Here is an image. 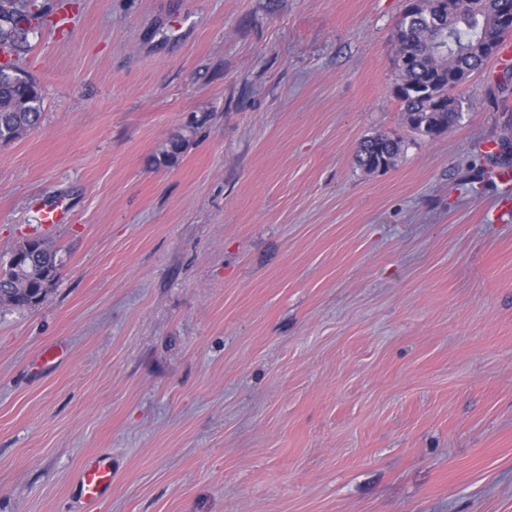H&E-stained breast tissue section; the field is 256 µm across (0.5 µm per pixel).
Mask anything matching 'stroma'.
Returning a JSON list of instances; mask_svg holds the SVG:
<instances>
[{"instance_id": "35a3bbf8", "label": "stroma", "mask_w": 512, "mask_h": 512, "mask_svg": "<svg viewBox=\"0 0 512 512\" xmlns=\"http://www.w3.org/2000/svg\"><path fill=\"white\" fill-rule=\"evenodd\" d=\"M78 3L30 35L42 120L0 144V263L33 235L60 263L0 312V512H84L96 455L97 512H512L497 58L431 138L395 96L405 0ZM377 132L407 151L368 174ZM404 140L386 132L365 138L355 155L357 167L365 172L386 171L395 167L403 154ZM186 138L181 134L172 136L168 143L152 156V163L156 167L169 166L176 162ZM86 505L93 507L101 495L112 487V466L101 457L88 460L80 473Z\"/></svg>"}]
</instances>
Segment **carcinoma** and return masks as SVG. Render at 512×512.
<instances>
[{"mask_svg": "<svg viewBox=\"0 0 512 512\" xmlns=\"http://www.w3.org/2000/svg\"><path fill=\"white\" fill-rule=\"evenodd\" d=\"M500 0H477L444 17L437 0H417L410 12H402L394 31V58L410 67L396 68V97L406 125L429 135L459 123L465 99L448 94V76L480 71L498 50L506 35L499 25ZM71 10L69 0L44 8L34 0H0V143L22 138L36 128L42 117L44 97L39 85L20 67L28 51L29 34L49 24L55 9ZM186 138L172 136L152 156L156 167L176 162ZM404 140L386 132L365 138L355 163L372 173L395 167L403 154ZM59 271L57 250L51 242L32 237L13 250L0 269V305L15 310H33L42 305L54 287Z\"/></svg>", "mask_w": 512, "mask_h": 512, "instance_id": "cac0c4a2", "label": "carcinoma"}]
</instances>
